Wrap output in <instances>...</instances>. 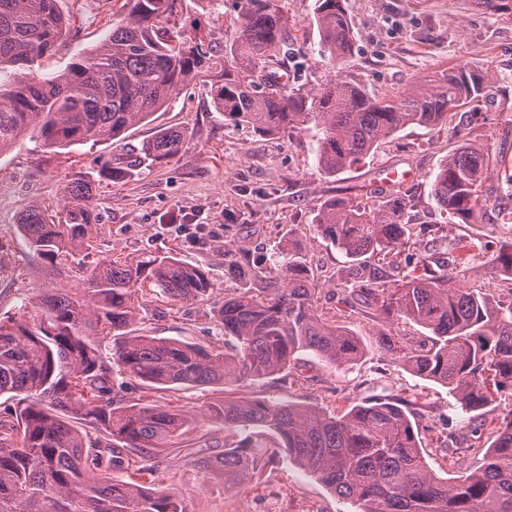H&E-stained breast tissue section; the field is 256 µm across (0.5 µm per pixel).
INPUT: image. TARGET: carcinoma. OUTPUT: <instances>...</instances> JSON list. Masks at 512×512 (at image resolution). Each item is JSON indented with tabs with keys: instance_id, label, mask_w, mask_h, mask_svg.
Returning a JSON list of instances; mask_svg holds the SVG:
<instances>
[{
	"instance_id": "1",
	"label": "carcinoma",
	"mask_w": 512,
	"mask_h": 512,
	"mask_svg": "<svg viewBox=\"0 0 512 512\" xmlns=\"http://www.w3.org/2000/svg\"><path fill=\"white\" fill-rule=\"evenodd\" d=\"M283 0H237L239 32L229 53L242 72L212 88L215 108L262 135L312 125L317 166L336 174L359 163L385 138L409 125L437 126L463 108L481 109L487 76L465 65L431 83L395 94L369 93L349 75H326L314 88L282 85L271 57L292 45ZM319 51L332 61L353 50L344 0H316ZM181 0H125L128 19L60 74L34 67L64 43L59 0H0V154L30 130L48 146L121 138L167 107L210 71L200 40L167 34ZM187 134L159 129L100 162L70 173L59 209L32 206L20 217L28 249L52 277L81 288L39 295L18 317L0 319V396L21 397L15 421L0 420V512H190L172 489H149L118 472L133 456L154 459L197 414L149 402L127 405L112 376L151 390L226 384L288 370L309 351L331 365L357 362L366 345L348 326L318 312L320 294L341 282L347 298L379 322L377 342L398 364L448 388L465 412L512 396V301L448 286L445 262L394 278L388 261L409 240V199L385 198L366 208L350 196L326 200L314 216L321 236L348 258L327 283L315 280L295 236L279 248V276L248 251L229 259L243 283L216 317L233 352L136 333L144 319L139 292L149 287L173 302L203 300L214 284L201 267L171 253L117 257L87 265L97 216L95 184L128 182L177 156ZM491 167L481 148L464 143L432 182L443 213L462 221L485 205ZM512 273V244L493 259ZM426 335L403 338L392 321ZM205 416L245 432L224 449L199 456L207 478L236 486L269 459L288 457L353 506V512H512V411L499 423L483 463L453 481L436 476L422 456L407 404L391 394L353 405L341 416L309 405L231 401Z\"/></svg>"
}]
</instances>
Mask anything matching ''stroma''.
<instances>
[{"label": "stroma", "instance_id": "stroma-1", "mask_svg": "<svg viewBox=\"0 0 512 512\" xmlns=\"http://www.w3.org/2000/svg\"><path fill=\"white\" fill-rule=\"evenodd\" d=\"M345 5L353 24V52L332 65L317 53L316 0H284L297 49L285 66L289 84L307 82L333 68L354 75L369 92L394 95L466 63L491 75L481 117L461 112L442 126L405 127L360 163L327 175L317 168V129L266 136L231 124L213 105L212 84L221 69L197 79L168 108L127 133L128 141L138 143L161 128L187 131L181 154L139 178L100 183L94 194L99 219L95 257L171 252L203 267L214 283L212 294L201 302L175 303L146 294L147 313L140 326L144 334L231 350L233 338L213 316L240 287L224 267L225 250L270 256L292 233L311 272L328 279L347 258L318 232L313 222L317 210L327 199L345 194L369 206L391 188L411 200L405 250L413 259L401 263L399 275L411 274L418 261L441 257L449 244L462 243L467 250L452 266L458 285L512 298V275L492 268L499 248L512 243V223L504 222L497 207L512 187V0H497L492 6L479 0H345ZM59 7L70 35L41 59L42 75L66 69L75 55L97 45L127 16L124 0H59ZM175 28L200 37L216 58H223L237 36L235 0H224L222 7L209 11L195 0H184ZM462 128L471 144L492 160L483 188L487 204L466 223L445 216L431 191L441 163L461 144ZM111 151L107 141L46 148L26 139L0 154V317L18 313L50 286L41 261L27 250L19 232L20 215L33 205L55 208L65 176L96 166ZM392 170L412 172L413 178L387 186ZM175 212L185 223L208 225L215 233L211 245L189 246L181 228L169 222ZM319 308L368 342L357 364L332 366L305 353L283 373L160 391L130 382L123 395L133 403L150 400L191 412L225 400H269L313 405L339 415L350 405L390 393L413 410L423 455L437 476L455 478L481 465L500 419L512 411V397L498 398L481 412H463L447 388L404 370L390 352L372 345L377 322L346 307L337 295L322 294ZM238 438V430L203 418L174 440V452L150 461L132 459L121 475L154 488H177L191 512H239L246 501L259 507L270 504L273 512H350V503L284 452L275 453L249 481L232 488L205 479L193 460L179 452L193 442L220 446Z\"/></svg>", "mask_w": 512, "mask_h": 512}]
</instances>
